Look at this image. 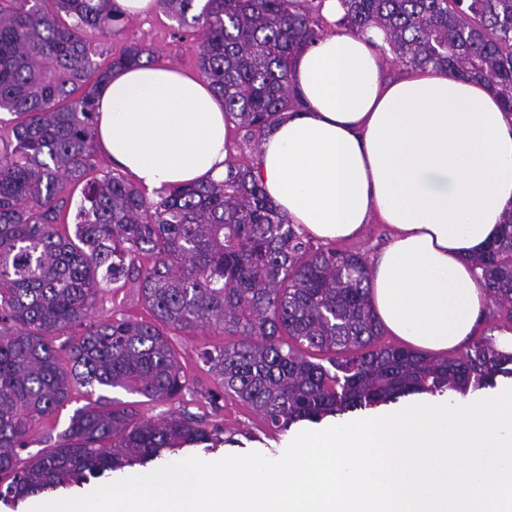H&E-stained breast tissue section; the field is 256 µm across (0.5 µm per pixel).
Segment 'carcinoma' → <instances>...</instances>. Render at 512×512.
Wrapping results in <instances>:
<instances>
[{
    "instance_id": "cac0c4a2",
    "label": "carcinoma",
    "mask_w": 512,
    "mask_h": 512,
    "mask_svg": "<svg viewBox=\"0 0 512 512\" xmlns=\"http://www.w3.org/2000/svg\"><path fill=\"white\" fill-rule=\"evenodd\" d=\"M109 2L0 0V111L16 117L0 144L1 499L220 441L216 420L184 411L152 424L101 396L74 411L53 445L21 457L32 428L77 387L177 398L186 377L165 327L230 337L201 356L224 393L276 431L512 376V353L491 337L454 357L385 343L363 257L314 247L249 168L227 160L224 180L173 186L156 201L121 175H98V88L116 69L154 61L137 42L104 68L90 60L87 30L110 36L121 18ZM162 2L180 25L203 31L197 68L244 140L260 144L282 113L298 111L293 59L324 35L325 0H206L197 14L196 0ZM340 3L335 26L382 30L412 69L484 80L512 113V0ZM80 181L70 235L61 202ZM472 264L491 316L512 326V211ZM118 282L138 289L151 319L87 320L99 292Z\"/></svg>"
}]
</instances>
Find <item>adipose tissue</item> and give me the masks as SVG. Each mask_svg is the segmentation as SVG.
<instances>
[{
	"mask_svg": "<svg viewBox=\"0 0 512 512\" xmlns=\"http://www.w3.org/2000/svg\"><path fill=\"white\" fill-rule=\"evenodd\" d=\"M382 43L376 29L332 34L295 56L300 109L263 138L253 174L312 239L390 225L370 267L382 327L445 352L474 333L485 299L470 258L512 209V113L478 80L429 68L384 79ZM95 140L151 193L224 177L221 101L205 78L166 63L102 83Z\"/></svg>",
	"mask_w": 512,
	"mask_h": 512,
	"instance_id": "obj_1",
	"label": "adipose tissue"
}]
</instances>
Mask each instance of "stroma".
Listing matches in <instances>:
<instances>
[{"label":"stroma","instance_id":"obj_1","mask_svg":"<svg viewBox=\"0 0 512 512\" xmlns=\"http://www.w3.org/2000/svg\"><path fill=\"white\" fill-rule=\"evenodd\" d=\"M201 35L192 28L179 25L165 9L147 17L128 16L116 25L111 37H101L97 32L86 34L90 57L94 63H106L132 42L150 45L156 57L175 68L197 73V47ZM125 314L144 318L148 312L138 303L135 293L127 288L101 293L90 317L99 321L113 315ZM170 340L180 354L187 386L182 396L171 401H151L121 388L103 389V396L129 402L141 416L155 423L163 422L183 410H190L210 420H218L224 428L222 444L207 451L203 446H187L176 454L168 455V462H177L190 456L215 461L231 454L256 451L266 457L280 456L290 434L309 429V422L291 426L289 431L270 430L250 409L229 396H220L219 380L209 372L201 358L206 350L223 345L225 338L219 332L199 329L192 333L170 330Z\"/></svg>","mask_w":512,"mask_h":512}]
</instances>
